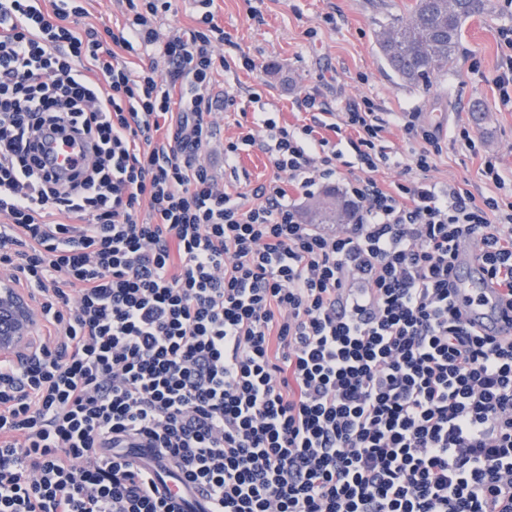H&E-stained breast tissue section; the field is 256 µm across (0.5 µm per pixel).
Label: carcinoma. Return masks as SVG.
I'll list each match as a JSON object with an SVG mask.
<instances>
[{"label": "carcinoma", "mask_w": 512, "mask_h": 512, "mask_svg": "<svg viewBox=\"0 0 512 512\" xmlns=\"http://www.w3.org/2000/svg\"><path fill=\"white\" fill-rule=\"evenodd\" d=\"M493 9L491 0H415L408 16L381 26L377 42L393 73L413 87H429L458 58L465 21ZM349 205L338 191L325 192L310 222L334 223Z\"/></svg>", "instance_id": "cac0c4a2"}]
</instances>
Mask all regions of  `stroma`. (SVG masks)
I'll list each match as a JSON object with an SVG mask.
<instances>
[{"label": "stroma", "mask_w": 512, "mask_h": 512, "mask_svg": "<svg viewBox=\"0 0 512 512\" xmlns=\"http://www.w3.org/2000/svg\"><path fill=\"white\" fill-rule=\"evenodd\" d=\"M415 0H215V20L224 30L214 55L226 59L212 77L214 133L201 159L219 184L244 193L272 175L269 157L247 147L237 174L224 168V142L237 137L254 113H276L280 122L302 123L297 106L305 93L318 92L332 112L362 98L384 112L415 111L441 139L459 125L470 127L484 153L496 155L512 169V107L503 106L494 79L512 55L501 32L512 29V0H493L490 15L468 19L463 27L456 66L422 90L402 84L380 58L375 33L381 24L403 17ZM257 70L243 69L241 57ZM232 106H225V99ZM482 159L450 149L436 161L434 179L442 184L469 180L474 195L487 193L478 173Z\"/></svg>", "instance_id": "35a3bbf8"}]
</instances>
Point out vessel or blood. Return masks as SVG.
Returning <instances> with one entry per match:
<instances>
[{"mask_svg":"<svg viewBox=\"0 0 512 512\" xmlns=\"http://www.w3.org/2000/svg\"><path fill=\"white\" fill-rule=\"evenodd\" d=\"M451 284L469 323L499 338L512 335V323L500 314V295L491 286L473 241L460 244ZM155 469L166 494L181 505L183 512H208L204 495L197 489L181 485L170 465L159 463Z\"/></svg>","mask_w":512,"mask_h":512,"instance_id":"obj_1","label":"vessel or blood"}]
</instances>
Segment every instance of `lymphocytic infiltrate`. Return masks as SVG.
<instances>
[{"label":"lymphocytic infiltrate","mask_w":512,"mask_h":512,"mask_svg":"<svg viewBox=\"0 0 512 512\" xmlns=\"http://www.w3.org/2000/svg\"><path fill=\"white\" fill-rule=\"evenodd\" d=\"M213 2L160 42L171 0H126L115 31L0 0V267L44 330L0 360V512H172L142 447L209 512H512V338L469 326L449 281L474 238L512 311V172L487 156L488 194L440 184L444 147L480 152L468 127L445 143L369 98L329 125L313 92L308 123L225 141L228 168L257 145L274 170L243 207L199 160ZM154 44L165 72L117 55ZM392 123L409 162L387 185ZM74 137L91 153L63 180L41 154ZM335 181L328 233L294 197Z\"/></svg>","instance_id":"obj_1"}]
</instances>
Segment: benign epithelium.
<instances>
[{"label":"benign epithelium","instance_id":"obj_1","mask_svg":"<svg viewBox=\"0 0 512 512\" xmlns=\"http://www.w3.org/2000/svg\"><path fill=\"white\" fill-rule=\"evenodd\" d=\"M11 313V326L0 327V358H12L21 363L32 357L37 349L34 336L35 308L28 294L20 285L11 281L0 282V308Z\"/></svg>","mask_w":512,"mask_h":512}]
</instances>
